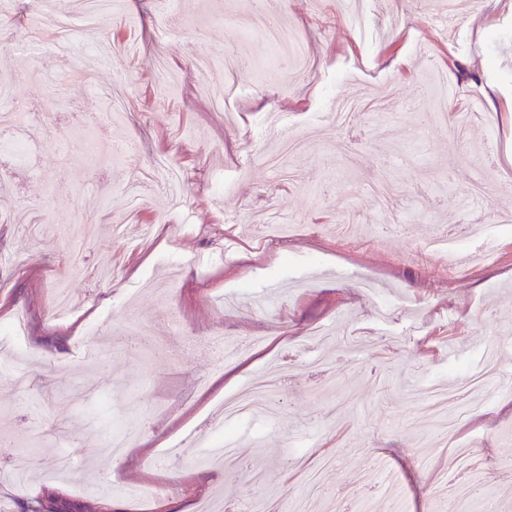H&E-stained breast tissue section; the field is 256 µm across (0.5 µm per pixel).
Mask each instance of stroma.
<instances>
[{"label": "stroma", "instance_id": "obj_1", "mask_svg": "<svg viewBox=\"0 0 512 512\" xmlns=\"http://www.w3.org/2000/svg\"><path fill=\"white\" fill-rule=\"evenodd\" d=\"M307 42L319 79L287 71L244 16L257 0H124L95 30L32 50L23 18L76 13L75 0H10L0 43L14 73L11 98L36 118L18 135L25 158L0 154V193L34 207L42 232H21L0 209V324L24 315L23 349L44 373L41 407L23 412L13 357L0 353V412L18 451L45 462L16 481L0 454V503L27 512H229L243 498L282 512L308 498L312 512H479L489 494L512 512V0H264ZM359 10L358 39L346 18ZM193 23L166 40V16ZM233 51L244 62L232 114L208 97L224 72L198 71L195 51ZM447 98L449 112L481 99L486 116L463 144L431 132L413 99ZM366 99L384 117L357 116L344 130L331 100ZM97 139L140 142L157 177L175 172L177 198L141 182L129 207L133 167L85 172L60 142L80 123ZM231 179L233 189L221 183ZM486 183L480 207L467 188ZM427 207H419L416 196ZM478 223L465 252H490L449 276L447 262L419 248L440 225ZM376 280L374 291L362 285ZM67 279L81 309L72 329L48 303ZM389 315L379 319L378 308ZM150 321L144 349L123 345L130 316ZM107 364L89 366L84 342ZM504 348V379L473 401L453 431L423 410L429 383L454 384L481 362V346ZM283 375L281 410L217 422L216 403L234 381ZM237 437L247 466L238 484L202 463L195 447L169 442L215 425ZM129 432L126 451L105 452L91 426ZM481 442L483 486L442 487L456 445ZM72 450V472L54 459Z\"/></svg>", "mask_w": 512, "mask_h": 512}]
</instances>
